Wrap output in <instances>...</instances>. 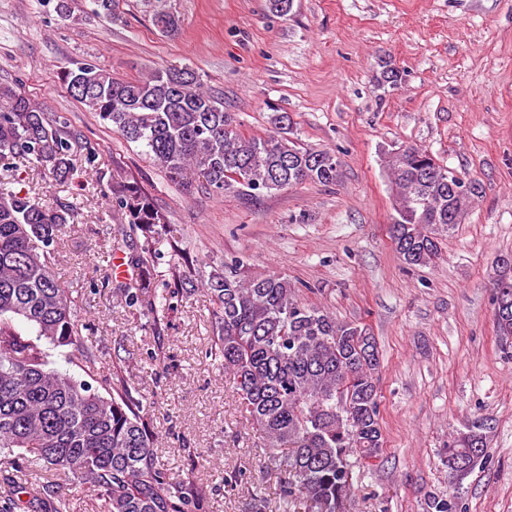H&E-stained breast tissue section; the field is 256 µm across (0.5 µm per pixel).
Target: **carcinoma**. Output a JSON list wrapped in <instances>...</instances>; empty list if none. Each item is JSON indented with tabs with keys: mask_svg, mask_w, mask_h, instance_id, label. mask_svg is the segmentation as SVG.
Returning <instances> with one entry per match:
<instances>
[{
	"mask_svg": "<svg viewBox=\"0 0 512 512\" xmlns=\"http://www.w3.org/2000/svg\"><path fill=\"white\" fill-rule=\"evenodd\" d=\"M96 14L119 20L116 0H95ZM154 26L169 34L174 13L160 9ZM67 92L125 141L143 148L168 182L192 191L196 184L217 193L257 199L305 182L335 184L340 166L333 150L305 149L288 137L286 112L269 116L265 136H245L235 115L202 90L196 73L175 65L139 79H116L86 65L62 71ZM81 166L102 174L94 147L81 144L67 123L50 120L17 85L0 83V157L35 163L64 182ZM389 168L397 188L392 240L406 264L423 266L439 255L431 227H449L456 200L448 193L455 173L428 150L408 146ZM112 206L144 237L130 253L135 277L121 286L128 307L160 315L174 309L178 292L153 287L156 241L167 214L135 182L112 185ZM75 210L45 209L0 182V512H12L27 487L15 480V450L29 454L34 472L63 469L92 493L93 512H197L202 488L177 478L159 459L156 435L140 414L127 373L130 362H112V391L48 368L46 340L75 347L92 365L88 325L55 279V247ZM239 259L204 283L211 297L216 336L207 354L232 379L242 412L274 449L278 498H252V512H349L358 471L382 457L384 437L377 398L378 351L373 336L295 298L284 278L248 277ZM512 284V264L501 266L493 284L494 321L503 353L512 348V294L502 315L500 288ZM32 331L24 334L17 325ZM490 425L475 420L442 450L451 483L459 485L486 462ZM31 512H71L70 499L44 482L30 495ZM427 512H464L458 496H430Z\"/></svg>",
	"mask_w": 512,
	"mask_h": 512,
	"instance_id": "1",
	"label": "carcinoma"
}]
</instances>
